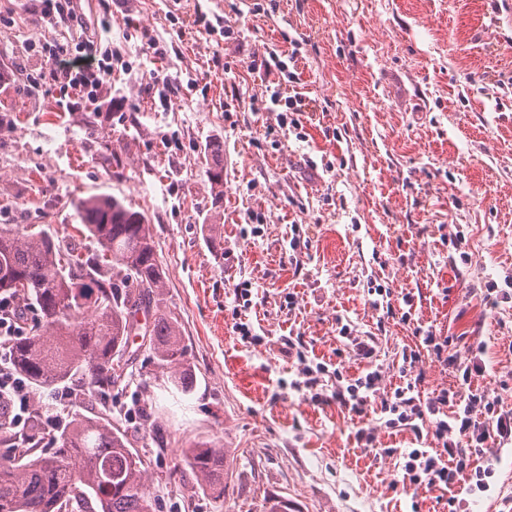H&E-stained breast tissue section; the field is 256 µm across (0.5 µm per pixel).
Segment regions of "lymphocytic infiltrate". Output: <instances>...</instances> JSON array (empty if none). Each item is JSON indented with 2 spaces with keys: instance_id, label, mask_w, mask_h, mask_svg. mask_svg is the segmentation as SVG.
<instances>
[{
  "instance_id": "1",
  "label": "lymphocytic infiltrate",
  "mask_w": 512,
  "mask_h": 512,
  "mask_svg": "<svg viewBox=\"0 0 512 512\" xmlns=\"http://www.w3.org/2000/svg\"><path fill=\"white\" fill-rule=\"evenodd\" d=\"M31 52L46 58L51 64L48 77L52 81L61 107L73 101L97 104V90L114 69L115 53L98 39H82L75 47L32 43ZM338 334L345 338V347L359 360L362 369L357 376L337 383L330 399L340 410L358 418L374 417L371 426H358L357 443L375 447L377 430L409 431L415 439L430 437L432 449L383 448L380 456L403 460V478L415 487L437 488L447 492L448 512H458L460 501L454 495L455 487L472 484L484 489L493 475L492 467H481L480 459L490 448L512 442V409L503 408L496 397L473 387L472 379L484 375L483 346L469 348L466 358L449 354L454 339L438 335L435 329L416 326L415 346L402 349L399 367L402 384L384 386V370L374 355L377 339L354 334L350 323H338ZM302 336H289L288 355L299 365L300 377L292 381V388L311 393L320 399L319 387L328 371L327 364L308 360ZM441 363L454 369L456 387H444L422 394L426 373L421 369L422 359ZM0 400L7 401L10 422L22 426L29 409L30 392L21 376L0 365Z\"/></svg>"
}]
</instances>
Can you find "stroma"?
Segmentation results:
<instances>
[{"label":"stroma","instance_id":"35a3bbf8","mask_svg":"<svg viewBox=\"0 0 512 512\" xmlns=\"http://www.w3.org/2000/svg\"><path fill=\"white\" fill-rule=\"evenodd\" d=\"M85 36L111 28L123 62L99 104L61 110L31 41H70L33 0H0V224H46L66 235L73 202L110 194L151 225L196 377L168 384L149 346L105 403L147 469L161 512H262L277 494L295 512H443L434 489L404 482L381 448L409 432L354 439L356 418L294 390L283 336H303L319 361L357 374L337 317L378 340L386 383L415 324L486 346L480 388L512 408V301L485 284L512 281V0H81ZM206 16L215 31L193 27ZM295 54L309 101L305 139L263 111L269 94L253 56ZM168 78L162 91L157 78ZM224 144V202L214 207L204 146ZM256 214L261 236L251 234ZM311 246L290 260L292 231ZM391 290L380 320L368 281ZM258 291L232 328L230 293ZM295 305L284 309L287 293ZM414 297L406 308L404 294ZM411 310L410 322L401 312ZM223 448L233 494L213 498L179 467L184 448ZM232 293L234 304L232 309L234 332L237 333L238 336H241V339L249 343L261 342L263 337L255 332L253 324L246 319V313L253 306L252 285H245V287H239V285H237L233 288Z\"/></svg>","mask_w":512,"mask_h":512}]
</instances>
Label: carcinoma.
Returning <instances> with one entry per match:
<instances>
[{
  "label": "carcinoma",
  "instance_id": "obj_1",
  "mask_svg": "<svg viewBox=\"0 0 512 512\" xmlns=\"http://www.w3.org/2000/svg\"><path fill=\"white\" fill-rule=\"evenodd\" d=\"M205 170L213 200L224 198V145L212 140ZM82 241L55 236L41 224L0 225V295L34 310L23 335L7 343L12 370L35 389L80 381L103 396L121 384L117 358L135 336L187 394L195 376L186 364L178 320L163 310L165 272L145 213L125 199L99 194L74 202ZM33 410L24 432L0 413V512H158L147 469L125 432L106 417L69 412L45 431ZM183 462L202 491L229 494L223 450L198 441Z\"/></svg>",
  "mask_w": 512,
  "mask_h": 512
}]
</instances>
